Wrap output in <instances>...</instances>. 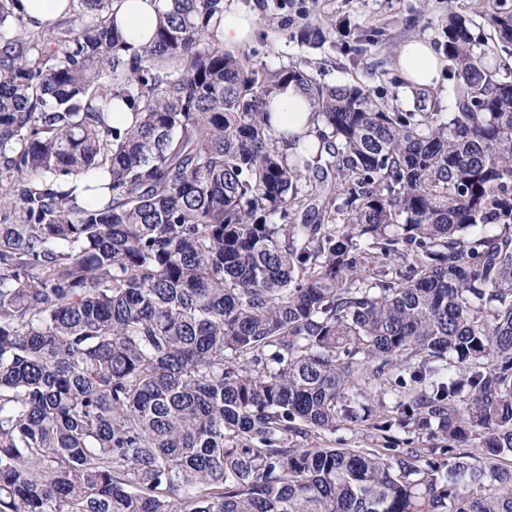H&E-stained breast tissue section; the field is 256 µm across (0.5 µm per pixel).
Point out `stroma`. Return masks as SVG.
Here are the masks:
<instances>
[{
    "instance_id": "stroma-1",
    "label": "stroma",
    "mask_w": 512,
    "mask_h": 512,
    "mask_svg": "<svg viewBox=\"0 0 512 512\" xmlns=\"http://www.w3.org/2000/svg\"><path fill=\"white\" fill-rule=\"evenodd\" d=\"M252 10L257 31L234 54L269 70L299 66L331 85H362L390 111L422 104L451 111L450 81L434 89L409 87L394 67L393 51L405 40H429L443 50L449 10L479 18L493 0H234ZM303 445L375 448L377 431L344 422L335 433L312 432Z\"/></svg>"
}]
</instances>
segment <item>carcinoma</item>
Returning <instances> with one entry per match:
<instances>
[{"label": "carcinoma", "instance_id": "carcinoma-1", "mask_svg": "<svg viewBox=\"0 0 512 512\" xmlns=\"http://www.w3.org/2000/svg\"><path fill=\"white\" fill-rule=\"evenodd\" d=\"M17 2L0 0V512H512L506 0L480 24L448 11V113L224 50V0H172L139 49L112 0L36 29ZM283 81L316 106L313 156L264 120ZM90 170L106 192L58 189ZM363 371L392 405L350 396ZM342 420L382 447L295 446Z\"/></svg>", "mask_w": 512, "mask_h": 512}]
</instances>
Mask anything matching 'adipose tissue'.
I'll return each instance as SVG.
<instances>
[{"label":"adipose tissue","instance_id":"ef3b65f1","mask_svg":"<svg viewBox=\"0 0 512 512\" xmlns=\"http://www.w3.org/2000/svg\"><path fill=\"white\" fill-rule=\"evenodd\" d=\"M170 0H112V16L116 31L135 47L149 45L160 16L169 8ZM225 46L233 47L255 35L252 11L228 5L218 28ZM396 67L412 86L434 88L440 83L444 62L434 46L424 39L402 43L395 56ZM271 127L284 137H299L301 145L317 148L318 140L311 120L315 107L295 83H282L265 107Z\"/></svg>","mask_w":512,"mask_h":512}]
</instances>
